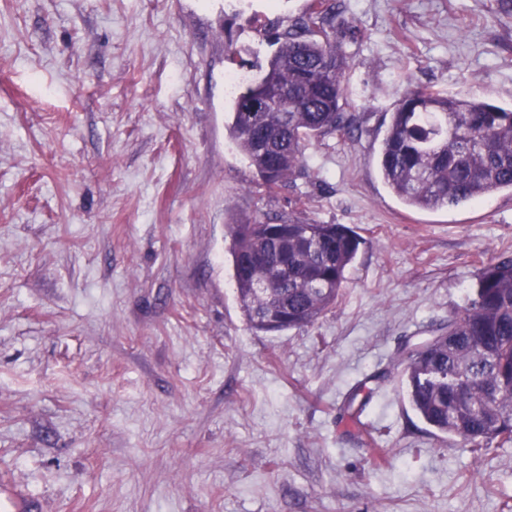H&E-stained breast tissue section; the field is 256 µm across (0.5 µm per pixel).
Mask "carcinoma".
Masks as SVG:
<instances>
[{
	"label": "carcinoma",
	"instance_id": "1",
	"mask_svg": "<svg viewBox=\"0 0 512 512\" xmlns=\"http://www.w3.org/2000/svg\"><path fill=\"white\" fill-rule=\"evenodd\" d=\"M308 15L275 42L262 74L235 87L225 128L272 192L300 172L312 141L347 134L343 75L352 57L335 28ZM288 89V100L274 91ZM377 167L407 207L443 210L512 191V108L474 97L406 91L382 139ZM233 280L249 325L280 332L314 324L341 295L362 238L345 224L288 218V248L263 222L227 225ZM442 335L413 349L400 374L430 432L479 453L512 445V258L487 263Z\"/></svg>",
	"mask_w": 512,
	"mask_h": 512
}]
</instances>
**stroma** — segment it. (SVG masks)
<instances>
[{
	"instance_id": "35a3bbf8",
	"label": "stroma",
	"mask_w": 512,
	"mask_h": 512,
	"mask_svg": "<svg viewBox=\"0 0 512 512\" xmlns=\"http://www.w3.org/2000/svg\"><path fill=\"white\" fill-rule=\"evenodd\" d=\"M314 0H0V489L17 512H512V446L429 434L407 338L512 257V193L406 207L372 162L406 90L512 106V0H332L356 130L275 196L225 129L228 51L266 64ZM364 240L315 324L250 327L228 225Z\"/></svg>"
}]
</instances>
